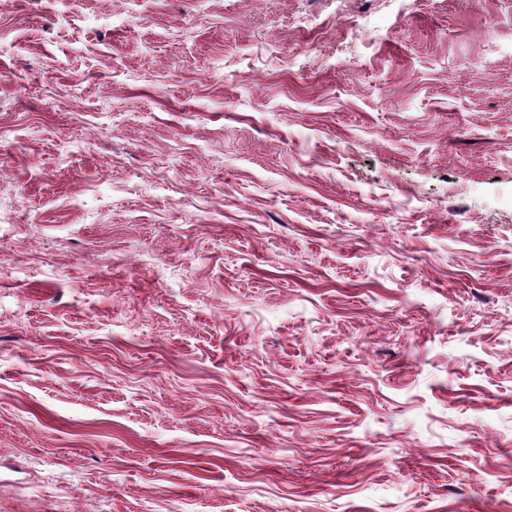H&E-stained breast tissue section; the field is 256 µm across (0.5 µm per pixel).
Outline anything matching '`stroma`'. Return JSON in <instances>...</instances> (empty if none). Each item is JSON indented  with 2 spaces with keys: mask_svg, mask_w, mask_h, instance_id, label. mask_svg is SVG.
<instances>
[{
  "mask_svg": "<svg viewBox=\"0 0 512 512\" xmlns=\"http://www.w3.org/2000/svg\"><path fill=\"white\" fill-rule=\"evenodd\" d=\"M0 512H512V0H0Z\"/></svg>",
  "mask_w": 512,
  "mask_h": 512,
  "instance_id": "obj_1",
  "label": "stroma"
}]
</instances>
